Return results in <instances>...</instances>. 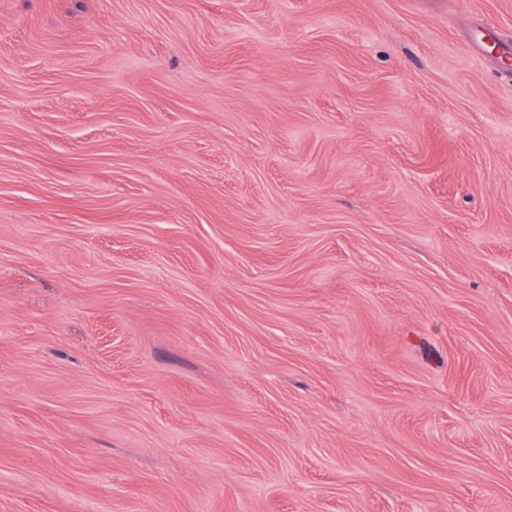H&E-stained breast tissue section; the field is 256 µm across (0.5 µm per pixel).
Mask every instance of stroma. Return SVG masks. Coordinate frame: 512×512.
Instances as JSON below:
<instances>
[{
  "label": "stroma",
  "instance_id": "35a3bbf8",
  "mask_svg": "<svg viewBox=\"0 0 512 512\" xmlns=\"http://www.w3.org/2000/svg\"><path fill=\"white\" fill-rule=\"evenodd\" d=\"M0 512H512V0H0Z\"/></svg>",
  "mask_w": 512,
  "mask_h": 512
}]
</instances>
